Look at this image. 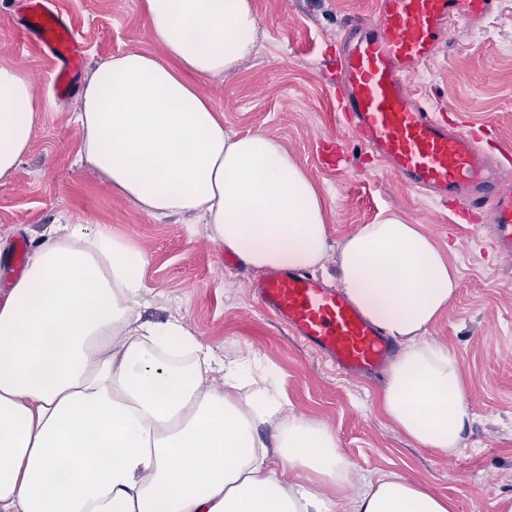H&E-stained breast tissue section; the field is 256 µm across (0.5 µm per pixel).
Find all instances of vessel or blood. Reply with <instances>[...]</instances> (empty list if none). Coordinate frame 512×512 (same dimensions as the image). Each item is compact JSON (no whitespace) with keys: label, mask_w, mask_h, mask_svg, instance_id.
I'll list each match as a JSON object with an SVG mask.
<instances>
[{"label":"vessel or blood","mask_w":512,"mask_h":512,"mask_svg":"<svg viewBox=\"0 0 512 512\" xmlns=\"http://www.w3.org/2000/svg\"><path fill=\"white\" fill-rule=\"evenodd\" d=\"M494 0H373L354 17L341 59L347 132L411 187L448 197L485 219L497 254L512 259V154L494 152L478 136L416 100L407 78L433 60L452 26L477 27ZM18 31L55 63L58 98H70L84 63V45L51 0H27ZM340 140H322L319 162L338 170ZM251 288L262 307L338 372L362 379L386 368L394 348L338 288L300 269L268 271Z\"/></svg>","instance_id":"b4317fda"}]
</instances>
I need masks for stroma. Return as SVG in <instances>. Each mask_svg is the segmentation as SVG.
Returning a JSON list of instances; mask_svg holds the SVG:
<instances>
[{
    "instance_id": "1",
    "label": "stroma",
    "mask_w": 512,
    "mask_h": 512,
    "mask_svg": "<svg viewBox=\"0 0 512 512\" xmlns=\"http://www.w3.org/2000/svg\"><path fill=\"white\" fill-rule=\"evenodd\" d=\"M80 35L90 77L104 61L132 49L156 52L140 0H56ZM261 44L231 74L201 80L223 111L227 128L261 133L280 144L324 190L330 243L388 213L402 216L450 250L460 288L430 328L431 340L459 359L476 418L461 448L450 455L405 439L378 407L385 374L352 380L328 366L273 317L249 285L258 271L224 265L223 246L189 215L155 219L106 187L76 157V101L52 103L39 93L42 112L14 175L0 181V282L10 278L2 259L18 241L35 246L52 224L81 222L126 240L145 259L140 312L163 321L178 314L216 356L256 355L280 374L294 413L336 433L359 481L393 472L454 498L458 512H497L498 495L512 493V262L499 258L484 230L459 226L446 202L430 199L381 166L369 149L345 136L332 97L339 72L334 51L352 19L372 0H255ZM491 24L453 29L438 56L410 76L412 90L461 126H492L512 150V0H497ZM15 0H0V61L48 76L52 59L22 44ZM342 139L346 166L326 171L316 145Z\"/></svg>"
}]
</instances>
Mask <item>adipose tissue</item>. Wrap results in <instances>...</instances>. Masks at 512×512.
I'll list each match as a JSON object with an SVG mask.
<instances>
[{
  "label": "adipose tissue",
  "mask_w": 512,
  "mask_h": 512,
  "mask_svg": "<svg viewBox=\"0 0 512 512\" xmlns=\"http://www.w3.org/2000/svg\"><path fill=\"white\" fill-rule=\"evenodd\" d=\"M141 6L164 53L130 50L97 67L74 115L78 162L145 215H195L253 268L321 266V189L272 139L226 129L194 83L252 53L253 0ZM40 119L30 76L0 62V181ZM144 264L123 239L74 224L48 229L10 284L0 512H457L453 498L394 473L355 488L335 432L289 411L275 374L247 357L217 360L183 317L141 318ZM339 282L401 347L383 414L418 445L455 453L474 417L469 388L455 354L425 334L459 287L456 265L390 214L342 242Z\"/></svg>",
  "instance_id": "1"
}]
</instances>
